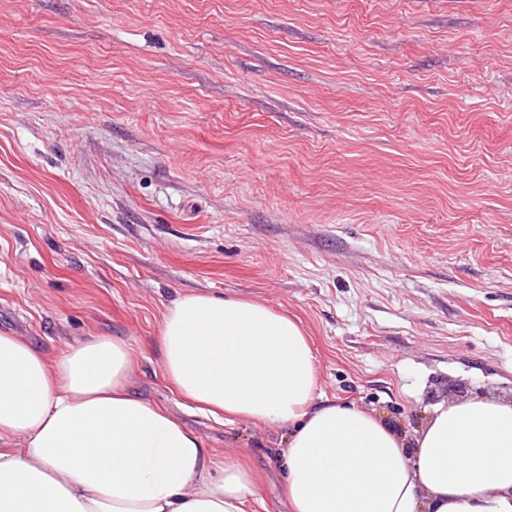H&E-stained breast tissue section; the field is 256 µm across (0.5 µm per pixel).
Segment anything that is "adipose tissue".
Segmentation results:
<instances>
[{"label":"adipose tissue","mask_w":512,"mask_h":512,"mask_svg":"<svg viewBox=\"0 0 512 512\" xmlns=\"http://www.w3.org/2000/svg\"><path fill=\"white\" fill-rule=\"evenodd\" d=\"M158 344L164 381L196 410L289 425L288 512H512V401L434 405L405 437L373 413L317 402L308 336L240 297L180 296ZM133 364L121 336L50 358L0 333V512H270L247 460L216 459L132 392Z\"/></svg>","instance_id":"adipose-tissue-1"}]
</instances>
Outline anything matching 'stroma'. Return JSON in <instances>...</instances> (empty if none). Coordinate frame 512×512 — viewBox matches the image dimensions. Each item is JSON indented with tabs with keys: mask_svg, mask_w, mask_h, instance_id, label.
<instances>
[{
	"mask_svg": "<svg viewBox=\"0 0 512 512\" xmlns=\"http://www.w3.org/2000/svg\"><path fill=\"white\" fill-rule=\"evenodd\" d=\"M285 310L413 436L512 399V0H0V330L128 338L139 394L279 505L287 426L183 408L185 293Z\"/></svg>",
	"mask_w": 512,
	"mask_h": 512,
	"instance_id": "stroma-1",
	"label": "stroma"
}]
</instances>
